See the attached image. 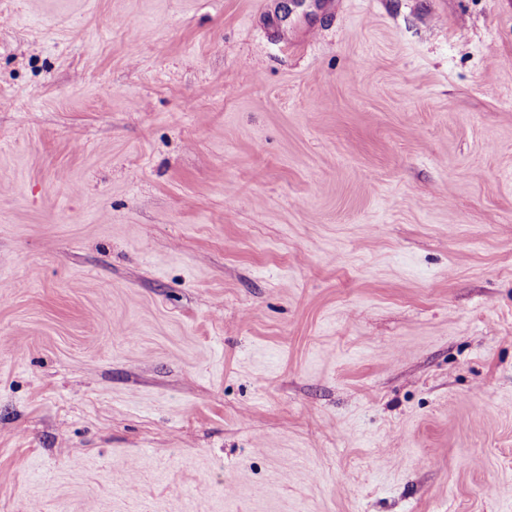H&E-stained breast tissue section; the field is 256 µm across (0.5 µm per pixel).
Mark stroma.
<instances>
[{
	"label": "stroma",
	"instance_id": "35a3bbf8",
	"mask_svg": "<svg viewBox=\"0 0 512 512\" xmlns=\"http://www.w3.org/2000/svg\"><path fill=\"white\" fill-rule=\"evenodd\" d=\"M0 512H512V0H0Z\"/></svg>",
	"mask_w": 512,
	"mask_h": 512
}]
</instances>
